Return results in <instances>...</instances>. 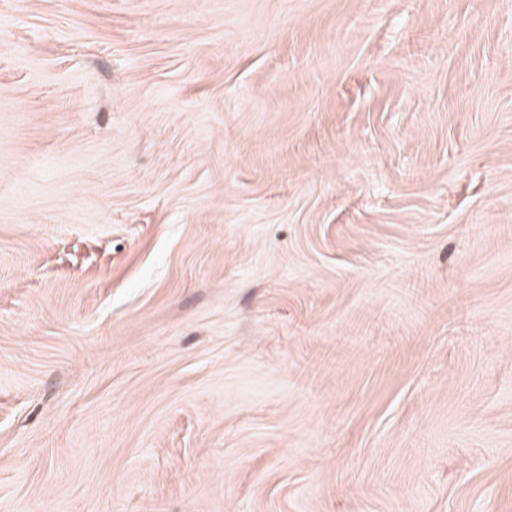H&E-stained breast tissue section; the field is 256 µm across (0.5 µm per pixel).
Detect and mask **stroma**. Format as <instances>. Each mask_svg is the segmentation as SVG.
<instances>
[{"label": "stroma", "instance_id": "35a3bbf8", "mask_svg": "<svg viewBox=\"0 0 512 512\" xmlns=\"http://www.w3.org/2000/svg\"><path fill=\"white\" fill-rule=\"evenodd\" d=\"M0 512H512V0H0Z\"/></svg>", "mask_w": 512, "mask_h": 512}]
</instances>
